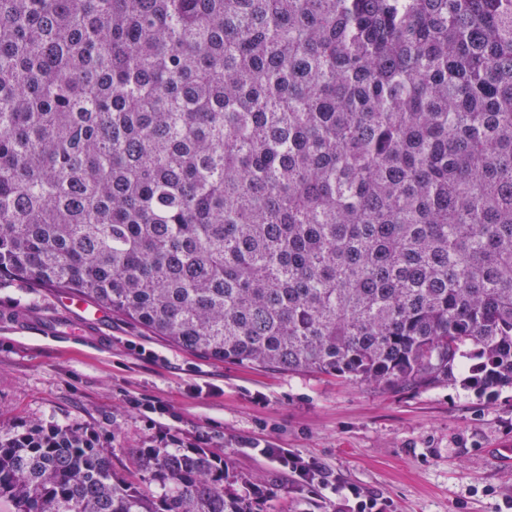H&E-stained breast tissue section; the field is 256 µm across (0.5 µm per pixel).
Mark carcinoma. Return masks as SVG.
Instances as JSON below:
<instances>
[{
    "mask_svg": "<svg viewBox=\"0 0 512 512\" xmlns=\"http://www.w3.org/2000/svg\"><path fill=\"white\" fill-rule=\"evenodd\" d=\"M194 355L512 385V0H0V278ZM0 438L15 512H247L204 448Z\"/></svg>",
    "mask_w": 512,
    "mask_h": 512,
    "instance_id": "1",
    "label": "carcinoma"
}]
</instances>
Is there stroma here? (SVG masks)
I'll list each match as a JSON object with an SVG mask.
<instances>
[{
    "instance_id": "1",
    "label": "stroma",
    "mask_w": 512,
    "mask_h": 512,
    "mask_svg": "<svg viewBox=\"0 0 512 512\" xmlns=\"http://www.w3.org/2000/svg\"><path fill=\"white\" fill-rule=\"evenodd\" d=\"M0 436L24 424L79 427L112 451V469L131 478L133 450L155 442L129 404H164L172 435L204 436L230 473L251 478L260 512H336L325 491L304 485L261 454L285 448L319 463L326 479L381 498L386 512H512V388L481 391L454 381L420 391L215 361L181 350L115 314L80 340L38 330L76 325L60 293L0 282Z\"/></svg>"
}]
</instances>
